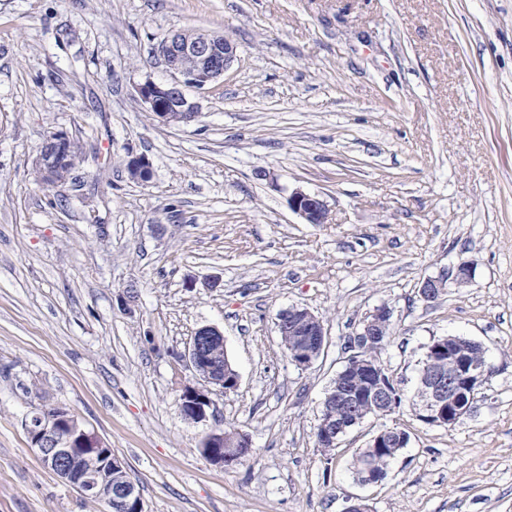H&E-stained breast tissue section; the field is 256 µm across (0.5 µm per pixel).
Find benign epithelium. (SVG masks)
I'll use <instances>...</instances> for the list:
<instances>
[{"instance_id":"benign-epithelium-1","label":"benign epithelium","mask_w":512,"mask_h":512,"mask_svg":"<svg viewBox=\"0 0 512 512\" xmlns=\"http://www.w3.org/2000/svg\"><path fill=\"white\" fill-rule=\"evenodd\" d=\"M159 53L171 78L155 81L148 77L136 86V93L154 119L163 125L187 124L194 120L198 115L197 104L186 95L185 88L202 89L212 84L224 77L237 61V48L231 40L205 31H175L163 40ZM187 60L193 63L190 70L183 67ZM72 140L64 131L54 132L44 140L35 159V173L40 182L58 187L71 179L81 163V158L70 150ZM125 169L129 180L136 183H146L153 175L152 164L143 154L127 153ZM289 204L307 224L328 222L327 201L317 193L295 189L289 196ZM451 276L457 286H467L473 280V269L461 263ZM446 282L445 278L426 280L420 297L427 303L437 300ZM390 318L389 308L378 307L349 337L346 350L350 355L336 372L322 401L315 432L317 447L334 448L367 419L388 415L400 406V390L385 376L386 368L378 359L387 344L385 336L389 335ZM277 328L281 336L296 337L287 355L301 370L309 367L326 346L324 324L307 308L294 306L283 311ZM216 344H224L223 333L215 326H203L196 331L185 353L198 383L181 387L180 406L183 416L195 423L206 420L212 395L238 386V373L224 370V362L213 356L211 348ZM436 357L448 362V372L420 376L419 417L425 423L451 430L473 411L475 396L490 367L485 360H472L459 339L450 335L434 340L428 347L426 358ZM25 428L41 461L84 497H101L108 483L109 512H143L140 494L128 478L126 462L113 454L103 439L77 417L67 415L59 406L45 405L25 421ZM80 434L98 444L102 459L100 469L79 468L84 449L75 447V441ZM404 437L406 434L401 431L384 429L371 437L368 447L390 448L395 440ZM202 445L208 446L204 457L210 463L227 468L235 466L251 452L249 438L238 430L214 428L205 435ZM226 448L232 452L224 453Z\"/></svg>"}]
</instances>
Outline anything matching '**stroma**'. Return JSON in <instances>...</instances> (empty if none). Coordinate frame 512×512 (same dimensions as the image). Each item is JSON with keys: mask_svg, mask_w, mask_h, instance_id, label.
Instances as JSON below:
<instances>
[{"mask_svg": "<svg viewBox=\"0 0 512 512\" xmlns=\"http://www.w3.org/2000/svg\"><path fill=\"white\" fill-rule=\"evenodd\" d=\"M179 29L230 39L238 61L191 90L194 121L165 126L135 87L167 79L159 46ZM54 131L85 151L57 188L33 171ZM130 152L149 182L128 179ZM298 187L328 223L291 210ZM462 262L472 283L424 303L423 281ZM296 305L326 330L304 370L277 331ZM379 306L402 404L324 452L320 402ZM206 325L239 383L194 423L183 354ZM448 335L491 366L452 430L415 404ZM43 402L125 460L144 512H512V0H0V512H103L31 447L22 421ZM215 427L251 455L207 461ZM392 427L407 447L356 482ZM125 169L129 180L136 183H146L153 175L152 164L143 154L127 153ZM291 209L298 214L306 224H325L329 219L327 201L319 194L295 189L289 196ZM405 432V431H403ZM402 431L394 432L391 430H381L371 437L366 448H364L353 463V473L360 478H369L374 483L382 481L387 476L389 455L395 451V457L403 448H392L395 440L406 438L407 435ZM397 435V438L394 436ZM409 436V435H408ZM371 448L375 449L372 451Z\"/></svg>", "mask_w": 512, "mask_h": 512, "instance_id": "35a3bbf8", "label": "stroma"}]
</instances>
